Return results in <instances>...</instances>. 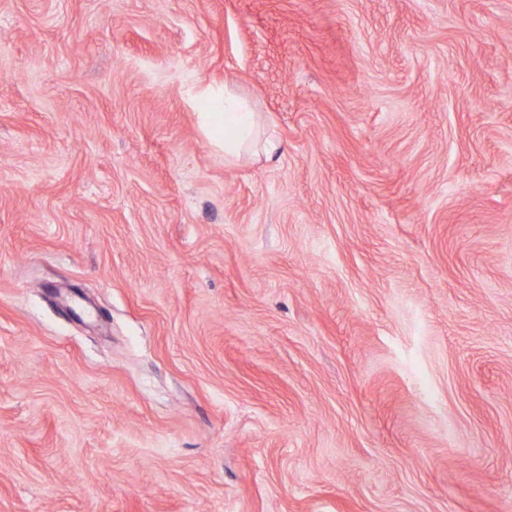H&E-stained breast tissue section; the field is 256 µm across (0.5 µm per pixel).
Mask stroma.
Listing matches in <instances>:
<instances>
[{
    "mask_svg": "<svg viewBox=\"0 0 512 512\" xmlns=\"http://www.w3.org/2000/svg\"><path fill=\"white\" fill-rule=\"evenodd\" d=\"M0 512H512V0H0ZM200 114L203 129L216 144L224 146V160L228 163H235L245 155H262L266 160H273L282 151V144L261 128L258 112H254L249 100L229 86L224 89V113Z\"/></svg>",
    "mask_w": 512,
    "mask_h": 512,
    "instance_id": "stroma-1",
    "label": "stroma"
}]
</instances>
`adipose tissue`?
I'll return each instance as SVG.
<instances>
[{
	"instance_id": "1",
	"label": "adipose tissue",
	"mask_w": 512,
	"mask_h": 512,
	"mask_svg": "<svg viewBox=\"0 0 512 512\" xmlns=\"http://www.w3.org/2000/svg\"><path fill=\"white\" fill-rule=\"evenodd\" d=\"M202 126L216 144L223 146L224 159L229 163L246 155L271 160L282 151L281 143L261 128L259 115L249 100L229 87L224 90L223 112L203 113Z\"/></svg>"
}]
</instances>
